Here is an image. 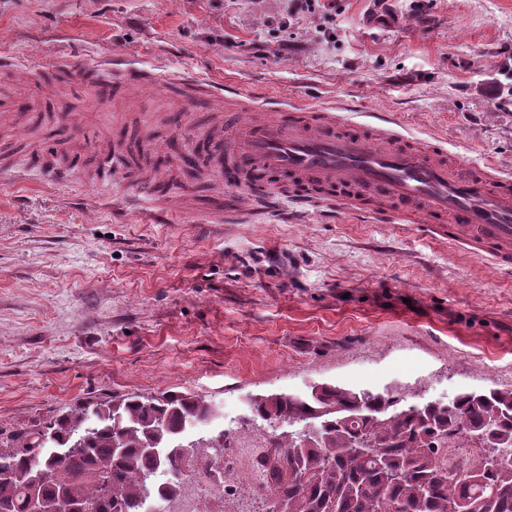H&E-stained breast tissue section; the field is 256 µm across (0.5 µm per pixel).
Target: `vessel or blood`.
Wrapping results in <instances>:
<instances>
[{"label":"vessel or blood","mask_w":512,"mask_h":512,"mask_svg":"<svg viewBox=\"0 0 512 512\" xmlns=\"http://www.w3.org/2000/svg\"><path fill=\"white\" fill-rule=\"evenodd\" d=\"M0 74L34 80L47 96L58 82L70 80L103 83L130 97L159 89L215 101L218 128L207 148L219 188L256 196L277 181L283 201L348 209L384 224H414L512 270V174L448 157L441 144L418 140L389 113L356 121L338 107L326 111L284 98L259 106L238 89L197 76H161L151 68L103 61L78 69L60 58L42 74L1 57Z\"/></svg>","instance_id":"obj_1"}]
</instances>
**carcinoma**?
Listing matches in <instances>:
<instances>
[{"mask_svg":"<svg viewBox=\"0 0 512 512\" xmlns=\"http://www.w3.org/2000/svg\"><path fill=\"white\" fill-rule=\"evenodd\" d=\"M273 436V495L288 512H512V468L488 463L460 476L439 467L457 435L482 453H512V390L457 394L445 402L402 404L400 392L330 384L302 394L252 399ZM202 396L162 393L85 401L0 449V512H27V492L42 470V499H67L81 512H138L147 497L174 512L178 482L159 481L183 460L224 468V433L202 455L187 429L209 423Z\"/></svg>","mask_w":512,"mask_h":512,"instance_id":"1","label":"carcinoma"}]
</instances>
